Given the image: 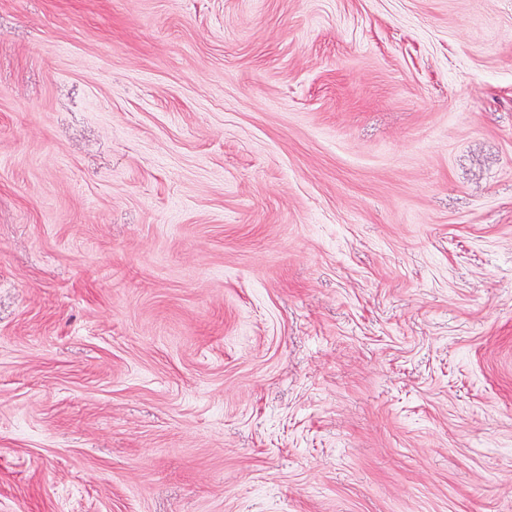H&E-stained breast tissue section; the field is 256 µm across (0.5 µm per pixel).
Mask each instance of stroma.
<instances>
[{
  "label": "stroma",
  "mask_w": 512,
  "mask_h": 512,
  "mask_svg": "<svg viewBox=\"0 0 512 512\" xmlns=\"http://www.w3.org/2000/svg\"><path fill=\"white\" fill-rule=\"evenodd\" d=\"M0 512H512V0H0Z\"/></svg>",
  "instance_id": "obj_1"
}]
</instances>
